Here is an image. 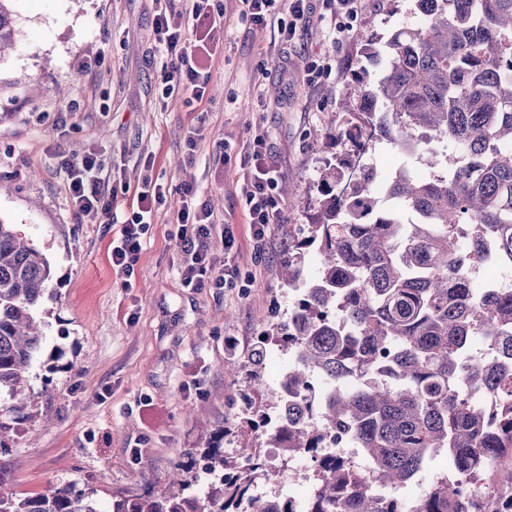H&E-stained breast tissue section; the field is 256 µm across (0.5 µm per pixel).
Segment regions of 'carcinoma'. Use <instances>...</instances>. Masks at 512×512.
I'll use <instances>...</instances> for the list:
<instances>
[{"label":"carcinoma","mask_w":512,"mask_h":512,"mask_svg":"<svg viewBox=\"0 0 512 512\" xmlns=\"http://www.w3.org/2000/svg\"><path fill=\"white\" fill-rule=\"evenodd\" d=\"M9 2L0 0V56L21 41ZM416 0L425 23L386 42L388 67L376 79L359 73L353 120L336 131L349 149L327 163L318 181L309 235L288 248L282 277L295 292L288 319L260 336L251 356L254 391L271 344L297 352L279 391L238 424L235 452L214 436L200 461L180 464L157 496H126L103 510L68 482L45 493L5 491L11 472L0 463V512H290L255 493L276 480L264 448L303 455L315 472L312 512H484L448 476L418 501L383 498L376 487H408L439 456L475 480L492 481L495 462L512 459V295L480 296L471 269L512 259V0ZM402 153L419 132L440 172L411 177L397 170L387 197L410 213L404 221L380 207L379 188L360 165L383 131ZM469 249L456 248L459 233ZM314 249L313 276L304 256ZM52 280L48 258L0 221V456L11 433L30 422L29 374L48 345L41 306ZM486 336L496 357L466 358L473 336ZM357 372L366 384L345 390ZM322 387L325 427L306 422L312 402L288 407V427L268 432L281 391ZM499 399L492 411L481 397ZM350 436L367 466L328 454L326 438ZM201 465L211 475L203 498ZM353 494L340 503L341 491Z\"/></svg>","instance_id":"carcinoma-1"}]
</instances>
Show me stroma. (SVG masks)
Masks as SVG:
<instances>
[{
    "mask_svg": "<svg viewBox=\"0 0 512 512\" xmlns=\"http://www.w3.org/2000/svg\"><path fill=\"white\" fill-rule=\"evenodd\" d=\"M27 37L0 56V221L50 260L47 333L62 351L30 375L33 419L5 461L13 493L78 481L99 501L158 492L165 475L213 433L237 425L254 393L245 361L261 333L286 319L295 296L281 262L307 233L326 160L344 155L336 128L354 73L377 75L371 38L412 26L415 0H362L331 25L309 0L298 39L276 24L242 22L241 0H211L224 44L200 104L163 102L156 79V0H12ZM88 69H80V62ZM200 128L188 152L191 128ZM263 133L279 170L283 221L254 239L238 183L241 147ZM94 154L112 221L76 215L62 158ZM166 189L131 274L113 269L112 242L136 208L146 160ZM195 185L217 225H235L239 285L183 287L173 212ZM140 469L132 478V469Z\"/></svg>",
    "mask_w": 512,
    "mask_h": 512,
    "instance_id": "stroma-1",
    "label": "stroma"
}]
</instances>
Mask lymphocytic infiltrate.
I'll list each match as a JSON object with an SVG mask.
<instances>
[{
	"label": "lymphocytic infiltrate",
	"mask_w": 512,
	"mask_h": 512,
	"mask_svg": "<svg viewBox=\"0 0 512 512\" xmlns=\"http://www.w3.org/2000/svg\"><path fill=\"white\" fill-rule=\"evenodd\" d=\"M242 3L243 17L257 25L266 24L276 11L285 10L289 18L280 22L278 31L285 40L298 38L300 24L307 12V0H242ZM223 28L224 15L211 12L210 0H189L185 12L175 16L163 9L155 14V42L168 58L159 81L163 98L182 94L189 101H203L206 68L215 54L209 35ZM66 169L73 209L79 215H92L104 223H111L112 204L102 193V170L96 158L85 156L81 163L67 164ZM239 175L250 230L254 238H264L270 225L281 223L282 210L275 194L278 169L268 156L263 135H255L240 151ZM180 193L181 205L174 213L173 221L179 226L177 246L184 256L180 273L183 286L236 287V268L232 259L238 250V238L234 225L224 227L225 265L216 268L210 257V242L215 229L213 211L194 186H184ZM165 198L162 186L151 176H144L137 193V210L112 243V265L120 272L130 273L155 207Z\"/></svg>",
	"instance_id": "1"
}]
</instances>
